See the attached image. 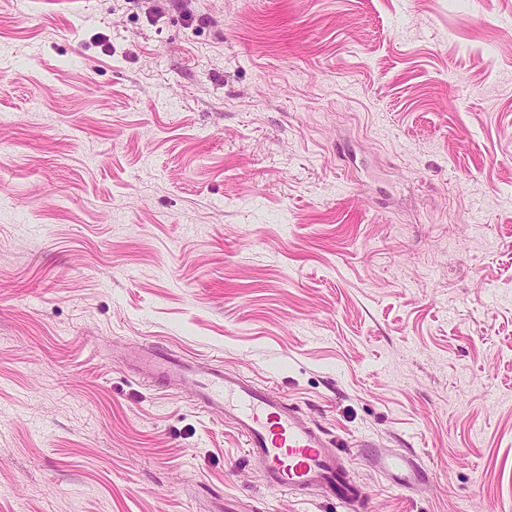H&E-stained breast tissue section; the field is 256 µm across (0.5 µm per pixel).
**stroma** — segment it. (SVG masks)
<instances>
[{
	"label": "stroma",
	"mask_w": 512,
	"mask_h": 512,
	"mask_svg": "<svg viewBox=\"0 0 512 512\" xmlns=\"http://www.w3.org/2000/svg\"><path fill=\"white\" fill-rule=\"evenodd\" d=\"M149 344L512 512V0H0V512H350Z\"/></svg>",
	"instance_id": "obj_1"
}]
</instances>
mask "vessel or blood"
Instances as JSON below:
<instances>
[{
	"label": "vessel or blood",
	"instance_id": "vessel-or-blood-1",
	"mask_svg": "<svg viewBox=\"0 0 512 512\" xmlns=\"http://www.w3.org/2000/svg\"><path fill=\"white\" fill-rule=\"evenodd\" d=\"M134 363L139 374L187 392L206 411L219 412L244 437L248 458L272 488L322 493L346 505L364 501L347 474L342 451L324 431L269 389L223 367L205 364L161 346L144 347ZM373 468L414 489L426 479L417 460L403 453H366Z\"/></svg>",
	"mask_w": 512,
	"mask_h": 512
}]
</instances>
